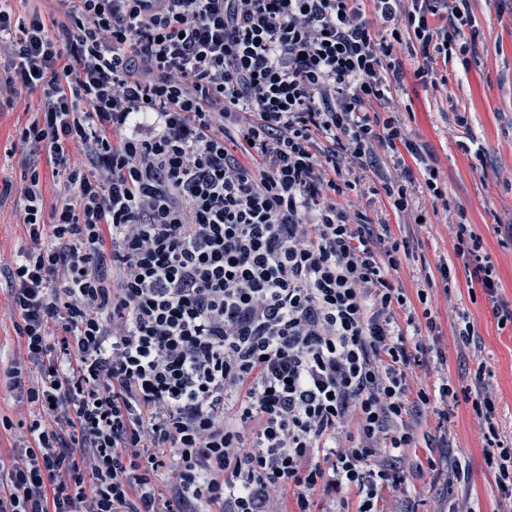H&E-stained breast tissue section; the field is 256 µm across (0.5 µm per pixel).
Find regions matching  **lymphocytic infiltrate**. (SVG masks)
Instances as JSON below:
<instances>
[{"mask_svg": "<svg viewBox=\"0 0 512 512\" xmlns=\"http://www.w3.org/2000/svg\"><path fill=\"white\" fill-rule=\"evenodd\" d=\"M0 5V103L25 238L4 270L23 354L0 371L31 419L0 455V512H378L416 421L465 399L512 512V443L485 371L415 385L429 290L394 274L408 236L347 200L341 162L398 170L406 211L438 170L396 116L400 57L479 36L469 0H46ZM51 168L43 174L38 155ZM454 249L499 325L512 302L465 211ZM169 474L166 487L156 478Z\"/></svg>", "mask_w": 512, "mask_h": 512, "instance_id": "lymphocytic-infiltrate-1", "label": "lymphocytic infiltrate"}]
</instances>
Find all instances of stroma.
Returning a JSON list of instances; mask_svg holds the SVG:
<instances>
[{"instance_id": "35a3bbf8", "label": "stroma", "mask_w": 512, "mask_h": 512, "mask_svg": "<svg viewBox=\"0 0 512 512\" xmlns=\"http://www.w3.org/2000/svg\"><path fill=\"white\" fill-rule=\"evenodd\" d=\"M479 29L477 50L454 54L440 71L448 77L446 89L423 87L414 77L415 63L404 59L399 93L400 120L409 138L425 143L432 151L446 196L439 202L428 193L416 194L407 211L395 212L382 189L381 175L392 174L383 161L382 174L343 166V174L357 181L350 199L378 224L400 226L413 234L414 252L403 260L394 277L407 291H414L425 273L435 272L440 261L452 266L459 291L445 296L431 294L432 312L439 335L435 346L444 355L442 365L422 366L416 373L423 384L449 378L460 384L464 371L485 365L492 371L495 394L494 422L501 435L512 439V326H499L482 288H471L469 272L457 258L452 226L457 208H464L483 248L495 265L500 295L512 300V243L502 242L497 225L512 224V0H471ZM32 114L27 100L0 111V186L10 185L0 197V259L9 260L24 236L15 210L21 202L23 183L17 158L5 153ZM475 139L483 159L464 149ZM424 224H416L417 216ZM469 314L483 343L481 362H463L455 340L459 312ZM420 434L431 437V446H418L407 457L414 477L407 489L383 491L382 512H448L458 498H470L477 512H497L499 492L483 460L481 427L470 404L443 405L423 417ZM459 463L468 482L451 480L448 466Z\"/></svg>"}]
</instances>
